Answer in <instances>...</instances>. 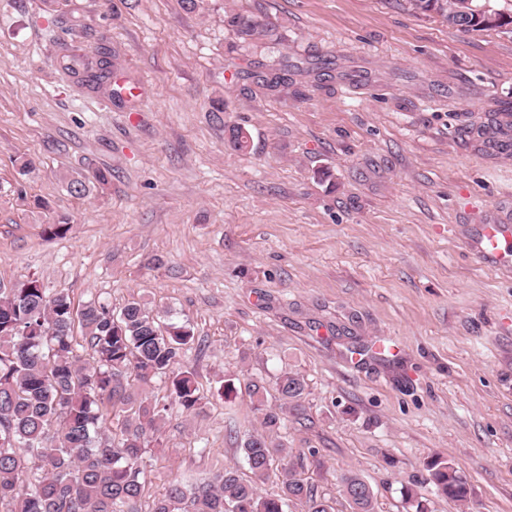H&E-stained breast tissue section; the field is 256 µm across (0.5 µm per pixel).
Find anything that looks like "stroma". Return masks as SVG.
Instances as JSON below:
<instances>
[{
    "instance_id": "1",
    "label": "stroma",
    "mask_w": 512,
    "mask_h": 512,
    "mask_svg": "<svg viewBox=\"0 0 512 512\" xmlns=\"http://www.w3.org/2000/svg\"><path fill=\"white\" fill-rule=\"evenodd\" d=\"M237 12L271 36L237 37ZM62 42L137 96L64 73ZM281 67L287 89L264 93ZM505 110L512 32L408 0H0V282L141 299L195 334L181 363L205 405L147 434L142 512L173 477L248 476V387L277 406L287 372L304 413L276 437L335 512L350 471L375 512H414L406 487L429 512H512V269L469 248L512 222V146L469 129ZM436 456L465 507L426 484Z\"/></svg>"
}]
</instances>
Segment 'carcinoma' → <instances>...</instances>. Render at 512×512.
Masks as SVG:
<instances>
[{"label":"carcinoma","mask_w":512,"mask_h":512,"mask_svg":"<svg viewBox=\"0 0 512 512\" xmlns=\"http://www.w3.org/2000/svg\"><path fill=\"white\" fill-rule=\"evenodd\" d=\"M465 2L409 0L414 10L436 14L458 31L489 29L474 12H462ZM224 23L242 38L269 32L249 14H230ZM60 65L68 74L87 68L86 58L70 51ZM285 85L277 72L260 79L268 92ZM77 327L92 351L89 362L78 354ZM194 341L186 324H161L139 300L116 313L100 299L76 305L67 293L50 296L36 280L0 288V503L11 505L9 512H141L146 434L158 430L172 407L195 415L202 410L195 374L180 368ZM155 378L167 383L171 401L140 402L112 440L104 439L105 405L133 403L132 386ZM248 390L264 428L242 443L249 478L228 465L191 488L174 479L152 512H332L292 467L278 492L258 489L291 456L273 432L283 413L302 414L304 379L294 373L278 378L277 407L265 403L260 386ZM426 468V481L438 493L454 503L467 501V482L454 464L435 457ZM341 492L350 512H374L372 490L358 474L341 477Z\"/></svg>","instance_id":"obj_1"}]
</instances>
